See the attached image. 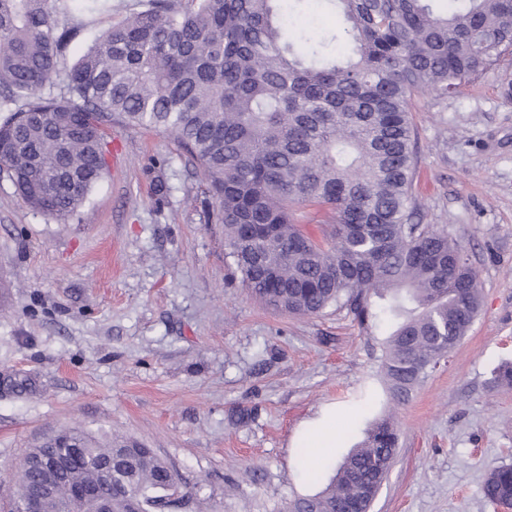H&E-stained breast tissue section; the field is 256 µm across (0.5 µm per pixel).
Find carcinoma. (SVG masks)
Returning a JSON list of instances; mask_svg holds the SVG:
<instances>
[{"mask_svg":"<svg viewBox=\"0 0 512 512\" xmlns=\"http://www.w3.org/2000/svg\"><path fill=\"white\" fill-rule=\"evenodd\" d=\"M345 41L331 56L285 35L282 0H139L70 67L64 52L84 25L76 13L112 0H0V172L32 209L64 220L106 169L105 127L119 116L163 128L201 167L224 225L234 273L262 304L295 316L348 309L362 327L390 326L383 360L391 400L414 388L466 335L480 309L477 277L447 229L414 221L418 94L446 97L512 51V0H465L444 13L430 0H328ZM63 78L65 92L39 90ZM325 212L326 243L294 207ZM512 388V360L492 372ZM78 464L56 479L51 512H70L67 488L99 468L154 512L176 472L150 448L104 444L80 429ZM393 414L377 418L317 493L284 512H370L398 453ZM40 475L16 476L18 497ZM512 502V465L482 486Z\"/></svg>","mask_w":512,"mask_h":512,"instance_id":"cac0c4a2","label":"carcinoma"}]
</instances>
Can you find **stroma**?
<instances>
[{"label": "stroma", "mask_w": 512, "mask_h": 512, "mask_svg": "<svg viewBox=\"0 0 512 512\" xmlns=\"http://www.w3.org/2000/svg\"><path fill=\"white\" fill-rule=\"evenodd\" d=\"M294 30L338 19L305 0ZM512 54L446 98L414 100L420 223L448 228L478 275L481 310L424 382L391 406L387 332L345 309H270L233 276L198 164L161 128L115 118L106 171L67 220L29 208L0 173V508L29 449L75 427L127 439L180 477L185 512H281L320 490L381 409L399 451L371 512H494L488 473L512 464ZM336 435L317 479L298 439Z\"/></svg>", "instance_id": "35a3bbf8"}]
</instances>
